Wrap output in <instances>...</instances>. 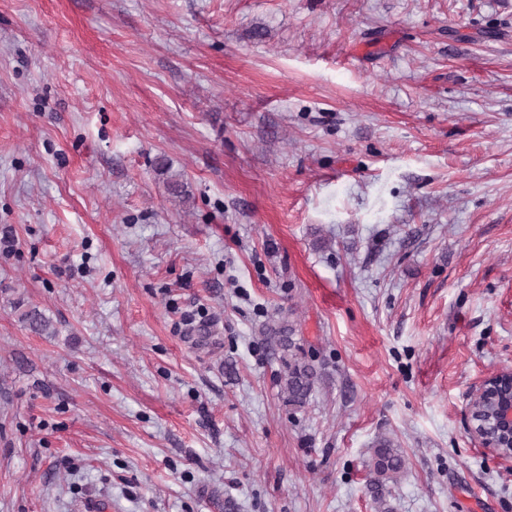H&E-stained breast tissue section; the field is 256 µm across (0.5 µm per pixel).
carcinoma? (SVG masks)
<instances>
[{"label": "carcinoma", "mask_w": 512, "mask_h": 512, "mask_svg": "<svg viewBox=\"0 0 512 512\" xmlns=\"http://www.w3.org/2000/svg\"><path fill=\"white\" fill-rule=\"evenodd\" d=\"M21 320L32 330L43 333L49 319L39 310L31 308L21 314ZM293 322L282 324L275 335L267 337L281 364L278 380L286 403L299 410L308 403L320 375V368L307 356L294 338ZM493 406L487 399L478 397L469 402L472 418L489 421ZM369 491L378 512H392L387 497L407 471V459L393 440L381 438L370 449L367 462Z\"/></svg>", "instance_id": "obj_1"}]
</instances>
